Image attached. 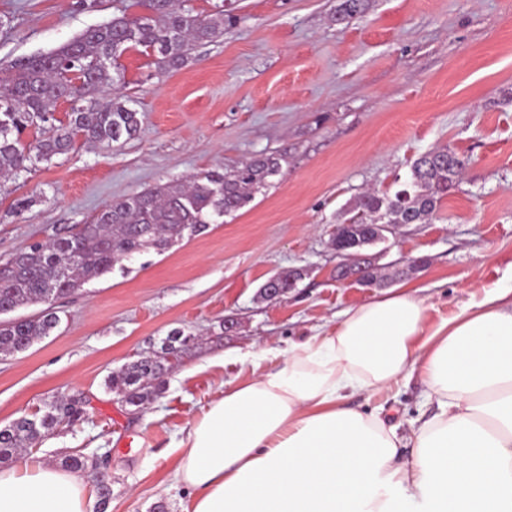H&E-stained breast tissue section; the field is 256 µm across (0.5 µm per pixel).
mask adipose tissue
Listing matches in <instances>:
<instances>
[{
  "label": "adipose tissue",
  "instance_id": "obj_1",
  "mask_svg": "<svg viewBox=\"0 0 512 512\" xmlns=\"http://www.w3.org/2000/svg\"><path fill=\"white\" fill-rule=\"evenodd\" d=\"M403 288L287 349L252 354L177 446L191 512H512V286L435 326ZM418 377L437 403L407 428L350 398ZM412 446L410 457L401 447ZM0 512H93L83 479L0 469Z\"/></svg>",
  "mask_w": 512,
  "mask_h": 512
}]
</instances>
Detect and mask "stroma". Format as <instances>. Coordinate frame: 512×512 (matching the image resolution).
<instances>
[{
	"instance_id": "35a3bbf8",
	"label": "stroma",
	"mask_w": 512,
	"mask_h": 512,
	"mask_svg": "<svg viewBox=\"0 0 512 512\" xmlns=\"http://www.w3.org/2000/svg\"><path fill=\"white\" fill-rule=\"evenodd\" d=\"M0 0V70L55 49L132 0ZM341 0H187L194 13L235 16L219 40L160 74L136 50L121 60V95L144 115L136 139L68 154L0 183V260L89 223L112 201L261 153L281 176L246 208L169 250L123 261L55 304L59 326L26 352L0 357V426L64 393L86 416L61 424L19 456L59 464L75 451L108 454L107 512H148L174 489L180 432L220 382L247 376V352L285 347L341 321L350 308L420 288L428 322L471 293L512 283V0H367L337 21ZM454 149L469 164L425 224H404L366 247L392 278L366 288L336 279L332 231L366 189H399L421 154ZM28 199L24 211L17 199ZM420 260L411 268L412 260ZM303 278L280 299L258 290L275 272ZM175 329L191 342L171 358L162 391L143 408L109 392L107 376L160 349ZM388 421L431 415L419 379L390 396Z\"/></svg>"
}]
</instances>
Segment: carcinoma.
<instances>
[{"label":"carcinoma","instance_id":"cac0c4a2","mask_svg":"<svg viewBox=\"0 0 512 512\" xmlns=\"http://www.w3.org/2000/svg\"><path fill=\"white\" fill-rule=\"evenodd\" d=\"M366 0H342L336 20L365 10ZM140 13L122 11L90 27L61 47L17 61L0 76V176H18L36 163L74 148L77 140L108 147L135 139L143 116L118 95L104 96L109 86L124 83L113 59L117 45L142 49L160 73L180 70L194 46L224 34V10L202 16L179 0H135ZM60 102L70 106L67 119L52 133L25 143L21 134L55 120ZM284 158L263 154L229 171L207 172L189 183L173 181L116 200L89 224L48 242H37L0 262V315L44 304L35 317L0 318V356L28 350L59 325L55 302L92 278L112 272L117 263L153 249L162 253L185 239L204 234L216 219L245 208L255 195L283 172ZM468 159L449 148L428 151L410 168V178L394 194L367 192L356 200L351 224H421L454 189ZM301 270H283L259 289L272 299L302 279ZM191 339L172 331L161 351L142 356L112 372L107 387L129 406L142 407L160 392L168 367L165 356ZM84 409L54 399L42 414L19 417L0 427V464L14 462L21 450L35 446L63 421L75 422ZM93 465L82 453L66 455L61 466L80 472Z\"/></svg>","mask_w":512,"mask_h":512}]
</instances>
